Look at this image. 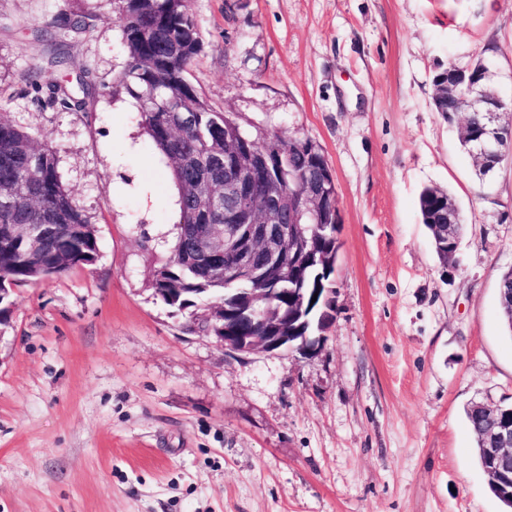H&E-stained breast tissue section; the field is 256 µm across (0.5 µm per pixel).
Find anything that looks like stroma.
Masks as SVG:
<instances>
[{
	"instance_id": "obj_1",
	"label": "stroma",
	"mask_w": 512,
	"mask_h": 512,
	"mask_svg": "<svg viewBox=\"0 0 512 512\" xmlns=\"http://www.w3.org/2000/svg\"><path fill=\"white\" fill-rule=\"evenodd\" d=\"M188 80L241 127L323 149L339 199L336 316L316 352L225 353L157 299L179 212L170 171L112 91V0H0V116L48 142L98 230L91 265L16 287L0 327V512H502L464 419L512 402L498 304L512 165L480 183L464 113L433 105L451 61L491 63L512 103V0H190ZM98 15L79 36L40 28ZM60 47L67 68L46 69ZM95 83L42 108L25 76ZM467 224L444 271L420 192Z\"/></svg>"
}]
</instances>
